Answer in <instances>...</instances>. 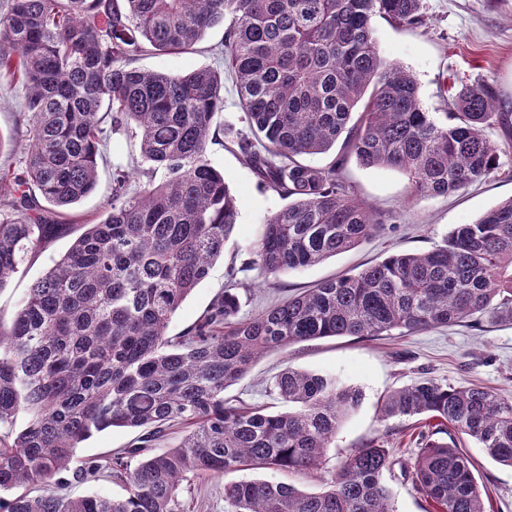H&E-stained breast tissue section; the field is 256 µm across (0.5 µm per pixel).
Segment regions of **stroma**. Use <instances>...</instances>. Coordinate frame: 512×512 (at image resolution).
<instances>
[{
    "label": "stroma",
    "mask_w": 512,
    "mask_h": 512,
    "mask_svg": "<svg viewBox=\"0 0 512 512\" xmlns=\"http://www.w3.org/2000/svg\"><path fill=\"white\" fill-rule=\"evenodd\" d=\"M424 12L425 21L417 27H399L378 16L372 20L381 57L414 76L424 108L447 112L451 86L484 80L512 110V0H424ZM224 31V25H217L206 32L194 51L149 53L137 66L169 73L202 67L223 71L222 61L209 48L223 40ZM489 137L504 147L500 169L448 197L413 196L401 173L349 162L342 172L344 180L353 196L388 215L384 230L320 264L289 270L274 283L250 268L249 246L264 219L283 207L284 201L260 185L236 151L220 140L210 143L207 157L223 172L236 198L237 223L223 259L213 264L208 276L182 303L169 323V334H177L196 321L226 284L231 266L236 269L237 280L248 288L242 296V313L252 316L297 289L348 270H360L389 253L423 252L441 244L455 225L473 223L488 209L512 198V148H505L506 135L501 130H491ZM106 152L108 162L99 168L95 191L67 211L65 223L94 224L104 218L112 197L113 165L131 163L139 155L134 129L113 131ZM71 243V237H59L29 257L25 274L0 289V321H11L30 285L67 252ZM288 366L332 375L342 385L359 389L362 400L342 422L334 448L312 477L298 478L275 469L240 470L226 474V481L257 478L317 492L324 489L326 480L346 457L381 437L388 441L393 459L384 479L395 512H425L423 495L401 469L402 463L412 461L417 453L415 423L398 417L383 419V402L390 392L423 378L451 386L475 383L512 398V325L486 320L478 327L459 323L409 336L328 337L295 343L262 357L247 376L226 389L225 396L273 411L283 409L273 383ZM136 436V431L124 428L94 434L77 449L73 465L78 468L91 460L104 461L111 452L129 446ZM462 450L474 463V475L480 489L489 495L492 512H512V467L492 460L471 440H463ZM179 499L181 512H229L223 489L207 476L192 478L183 486Z\"/></svg>",
    "instance_id": "1"
}]
</instances>
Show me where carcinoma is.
<instances>
[{
    "label": "carcinoma",
    "mask_w": 512,
    "mask_h": 512,
    "mask_svg": "<svg viewBox=\"0 0 512 512\" xmlns=\"http://www.w3.org/2000/svg\"><path fill=\"white\" fill-rule=\"evenodd\" d=\"M422 10L423 0H12L0 18V78L23 93L12 146L24 151V169L0 170V289L28 255L74 228L58 217L94 192L109 129L133 121L140 160L112 167L105 218L81 225L28 288L9 329L0 325V512H178V491L194 475L219 481L247 467L307 477L362 394L287 367L274 384L287 411L226 399L263 354L325 337L407 336L484 318L512 324L511 198L427 252L390 254L253 318L241 316L232 277L191 326L168 335L237 223L224 174L207 158L224 76L146 72L135 61L192 50L230 19L218 53L248 131L229 142L288 200L250 248L254 266L276 279L383 228L385 218L343 180L352 157L399 171L420 198L458 192L500 168L487 130L511 128L512 113L501 111L492 85L454 89L442 121L423 108L414 77L378 53L372 17L414 26ZM340 139L329 166L304 160ZM383 417L453 431L448 442L421 437L401 468L435 512H487L460 440L512 467V399L421 379L391 394ZM110 428L141 430L108 461L125 494L60 495L77 448ZM177 428L176 446L150 452ZM392 464L377 438L322 492L251 479L224 484V500L231 512H394L382 482Z\"/></svg>",
    "instance_id": "carcinoma-1"
}]
</instances>
